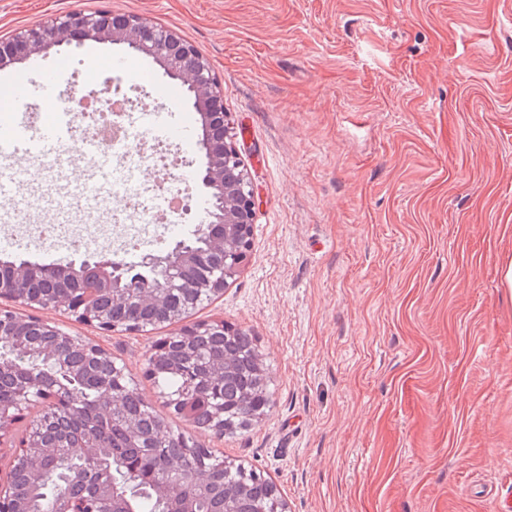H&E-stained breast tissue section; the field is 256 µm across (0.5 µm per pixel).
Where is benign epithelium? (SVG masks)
Here are the masks:
<instances>
[{
  "instance_id": "benign-epithelium-1",
  "label": "benign epithelium",
  "mask_w": 512,
  "mask_h": 512,
  "mask_svg": "<svg viewBox=\"0 0 512 512\" xmlns=\"http://www.w3.org/2000/svg\"><path fill=\"white\" fill-rule=\"evenodd\" d=\"M123 43L133 50L155 59L174 81L186 88L197 113L201 135L196 148L204 162L196 174L197 180L209 194V223L219 231L208 235L209 249L224 255V261L208 270V274L191 280L186 271L196 266L203 251L194 246L195 240L205 234L197 229L192 237L179 240L162 253H146L137 265L113 259L94 266L102 287L84 288L77 280L88 264L15 263L8 279L0 278V300L17 303L32 310V314L18 316L0 306V324H9V341L16 350L25 346V336L34 328L47 337L49 346L41 352L52 363V370L39 364L20 369L18 362L0 360V383L13 382L16 396L0 402V443L12 436L15 423L28 406L40 407L34 431L26 434L15 447L11 462L28 465L33 481L41 480L46 464L54 460L40 436V426L50 415L58 416L76 403L73 391L61 384L56 371L69 370L68 354L75 352L86 358H106L108 354L98 344L81 336H74L60 328L58 323L36 312L64 307L75 319L104 333H146L158 325L178 324L180 329L172 337L158 343L149 358L148 372H156L155 364L165 356L170 345L181 352L188 351L196 337L224 330L222 321L186 322V315L169 311L165 306L163 289L180 288L197 301L204 302L224 294L229 281L240 275L245 262L244 248L249 224L253 223L255 198L251 181L243 171L229 167L239 161L233 141L229 113L224 111V87L218 80L210 60L176 30L154 24L138 15L116 13L110 9L95 12L71 11L53 17L42 24L24 28L8 39L0 40V69L15 66L39 55L55 45L76 42ZM52 279L62 289L56 302L47 303L28 292L29 283ZM135 303L137 313L121 321L112 319L102 301ZM224 407L215 406L204 426L216 436L224 435ZM68 447L78 449L88 458L96 456L101 442L85 435L73 437L63 433ZM93 482L104 502L119 500L112 471L105 465L91 464L71 468L64 477L67 492L59 499L53 512H91L87 503L74 490ZM156 495L169 506L170 512H192L190 499L178 484L154 486Z\"/></svg>"
}]
</instances>
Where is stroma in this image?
<instances>
[{
	"label": "stroma",
	"instance_id": "35a3bbf8",
	"mask_svg": "<svg viewBox=\"0 0 512 512\" xmlns=\"http://www.w3.org/2000/svg\"><path fill=\"white\" fill-rule=\"evenodd\" d=\"M179 30L212 63L255 191L242 273L190 321L254 338L270 384L260 419L215 438L288 512H497L512 493V7L506 0H0V39L102 8ZM62 45L17 73L129 57ZM51 155L0 166V220L93 225L113 257L125 193L75 207ZM100 343L144 399L170 335Z\"/></svg>",
	"mask_w": 512,
	"mask_h": 512
}]
</instances>
